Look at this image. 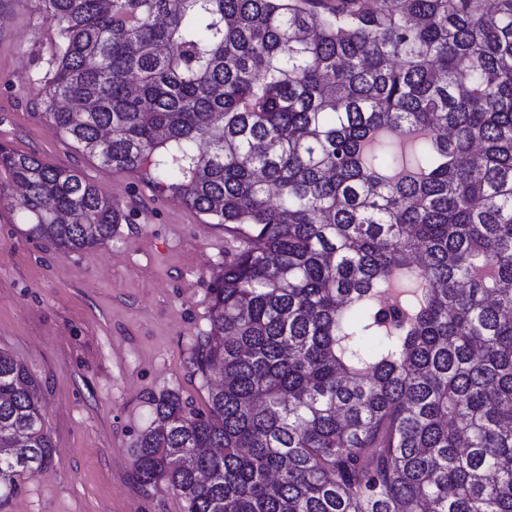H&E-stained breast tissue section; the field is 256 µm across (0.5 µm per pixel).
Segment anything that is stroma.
Masks as SVG:
<instances>
[{
    "label": "stroma",
    "mask_w": 512,
    "mask_h": 512,
    "mask_svg": "<svg viewBox=\"0 0 512 512\" xmlns=\"http://www.w3.org/2000/svg\"><path fill=\"white\" fill-rule=\"evenodd\" d=\"M59 44L36 0H0V146L76 170L128 220L112 240L63 253L27 235L0 170V350L38 381L54 442L51 465L23 477L5 512H182L177 496L138 484L134 443L153 395L204 404L190 356L209 328L224 229L56 131L43 100Z\"/></svg>",
    "instance_id": "35a3bbf8"
}]
</instances>
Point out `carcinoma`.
<instances>
[{
	"label": "carcinoma",
	"mask_w": 512,
	"mask_h": 512,
	"mask_svg": "<svg viewBox=\"0 0 512 512\" xmlns=\"http://www.w3.org/2000/svg\"><path fill=\"white\" fill-rule=\"evenodd\" d=\"M45 106L224 227L190 363L135 474L183 512H512V0H38ZM27 234L123 209L0 147ZM54 444L0 351V509Z\"/></svg>",
	"instance_id": "1"
}]
</instances>
